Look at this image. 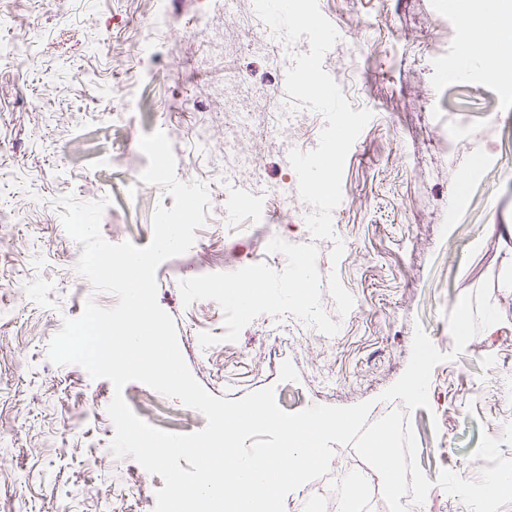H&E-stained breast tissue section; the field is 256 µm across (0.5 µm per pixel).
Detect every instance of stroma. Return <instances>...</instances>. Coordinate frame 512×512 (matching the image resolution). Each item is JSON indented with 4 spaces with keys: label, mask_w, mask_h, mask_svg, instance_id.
I'll return each instance as SVG.
<instances>
[{
    "label": "stroma",
    "mask_w": 512,
    "mask_h": 512,
    "mask_svg": "<svg viewBox=\"0 0 512 512\" xmlns=\"http://www.w3.org/2000/svg\"><path fill=\"white\" fill-rule=\"evenodd\" d=\"M448 0H319L339 40L326 61L350 55L354 68L345 91L353 110L372 117L353 143L343 170L342 201L333 228L344 244L332 264V244L318 246L321 277L338 272L354 306L332 346L310 355L312 338L269 345L273 316L247 324L225 355L201 347L198 336L224 334V312L211 300L183 306L180 280L233 272L246 263L283 270L286 258L268 252L273 238L311 242L306 222L286 215L273 197L287 179L276 153L264 152L267 221L253 223L246 207L225 217L224 170L195 139L192 106L201 35L160 34L137 54L148 0H0V206L15 207L14 222L0 223V512H108L112 500L139 512L163 487L143 478L129 456L99 466L92 454L109 451L114 425L107 406L114 388L77 365L48 358L64 319L78 318L88 299L111 307L109 294L92 295L76 271L83 250L72 242L57 198H84L96 181L111 202L101 233L108 242L146 246L157 207L174 200L162 188L135 182L125 155L142 135L166 130L176 176L205 184L206 224L185 254L156 271L159 305L175 320L181 352L193 376L214 396L231 400L270 388L278 405L299 412L314 405L370 402L367 420L383 408L379 394L406 369L415 326L435 347L451 352L447 317L462 295L491 281V301L503 320L492 335L478 334L455 359L437 364L429 405L408 411L417 461L432 487L426 512H458L436 484L442 470L477 476L471 454L481 432L512 423V390L501 379L512 371V289L502 288L512 259V95L507 82L480 74L438 77L458 31L441 10ZM112 52L93 51L102 31ZM279 77L269 63L243 50L216 64L208 84ZM467 128L479 147L462 152L456 137ZM482 164H475V157ZM481 166L467 181L468 202L448 216V196L462 171ZM120 233H113V225ZM123 397L148 424L174 433L203 429L205 416L143 383Z\"/></svg>",
    "instance_id": "obj_1"
}]
</instances>
